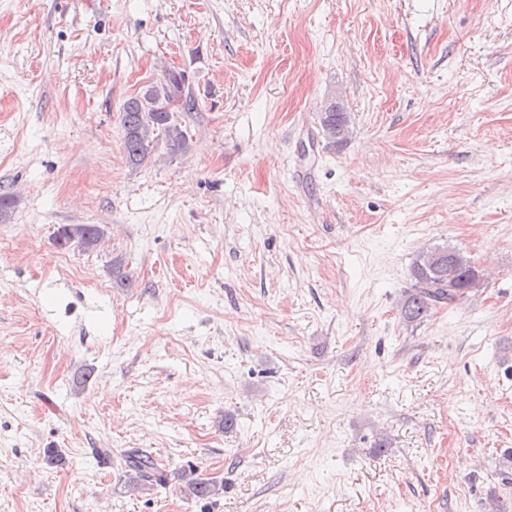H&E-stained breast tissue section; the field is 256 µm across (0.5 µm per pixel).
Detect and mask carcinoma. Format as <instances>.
Segmentation results:
<instances>
[{"instance_id":"carcinoma-1","label":"carcinoma","mask_w":512,"mask_h":512,"mask_svg":"<svg viewBox=\"0 0 512 512\" xmlns=\"http://www.w3.org/2000/svg\"><path fill=\"white\" fill-rule=\"evenodd\" d=\"M180 103L184 112L196 109V101L185 91V76L168 71L160 85L149 89L141 97L127 99L121 110L123 148L129 165L138 167L149 157L152 145L163 140L172 155L189 151L192 138L187 128L174 119L169 105ZM320 125L330 143L344 141L351 133L350 116L346 112L325 109L320 114ZM104 235L99 224H62L54 232V242L61 249L77 247L82 251L95 249ZM472 260L463 252L446 245L436 246L423 254L412 269L413 284L402 304L404 318L410 322L428 316L432 306L453 305L472 292ZM124 464L132 472V484L152 481L163 487L170 481L169 473L152 457L138 449L125 453ZM188 480V495L195 499H209L224 490V484L193 477L181 472Z\"/></svg>"}]
</instances>
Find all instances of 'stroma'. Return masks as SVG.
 Here are the masks:
<instances>
[{"instance_id":"obj_1","label":"stroma","mask_w":512,"mask_h":512,"mask_svg":"<svg viewBox=\"0 0 512 512\" xmlns=\"http://www.w3.org/2000/svg\"><path fill=\"white\" fill-rule=\"evenodd\" d=\"M171 70L192 146L129 166ZM1 189L0 512L512 499V0H0ZM443 244L481 285L406 322ZM133 448L224 491L131 486ZM159 86L152 87L142 97L127 99L121 110L123 148L129 165L141 166L149 157L154 142L163 140L172 155L189 151L190 132L174 119L169 105L177 100L183 112L196 108V101L185 92V76L168 71ZM332 102L320 114V125L328 143L344 141L351 133L350 116L347 112H336L337 104L333 107ZM332 111L330 112V110ZM104 235L99 224H62L54 232V242L61 249L78 247L82 251L95 249Z\"/></svg>"}]
</instances>
